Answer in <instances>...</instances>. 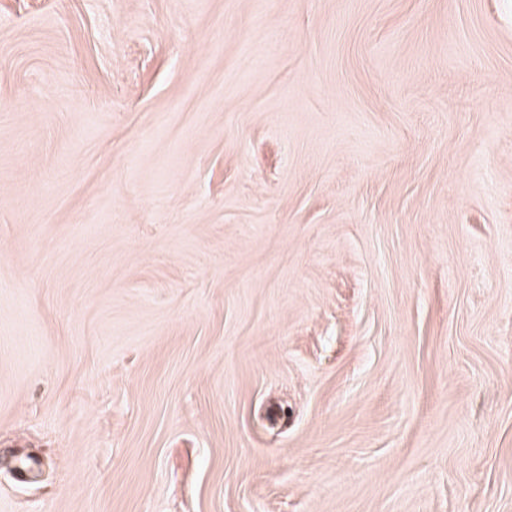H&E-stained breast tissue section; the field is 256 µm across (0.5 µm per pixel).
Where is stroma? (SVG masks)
Instances as JSON below:
<instances>
[{
  "instance_id": "35a3bbf8",
  "label": "stroma",
  "mask_w": 512,
  "mask_h": 512,
  "mask_svg": "<svg viewBox=\"0 0 512 512\" xmlns=\"http://www.w3.org/2000/svg\"><path fill=\"white\" fill-rule=\"evenodd\" d=\"M0 512H512V0H0Z\"/></svg>"
}]
</instances>
